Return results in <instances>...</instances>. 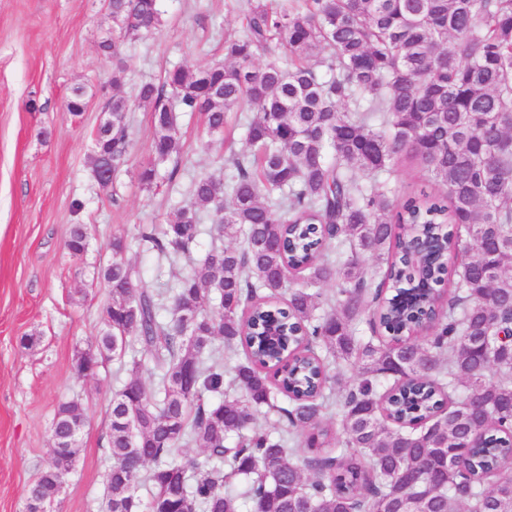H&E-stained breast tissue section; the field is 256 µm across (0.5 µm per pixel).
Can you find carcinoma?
Instances as JSON below:
<instances>
[{
	"mask_svg": "<svg viewBox=\"0 0 512 512\" xmlns=\"http://www.w3.org/2000/svg\"><path fill=\"white\" fill-rule=\"evenodd\" d=\"M109 9L110 120L93 173L115 179L126 165L134 103L154 119L138 172L148 188L160 166L170 182L179 170L177 113L202 116L210 136L240 105L253 116L251 152L229 159L228 178H193L166 223L136 229L143 250L189 261L173 272L172 317L138 288L123 237L99 270L111 299L75 373L138 344L158 376L148 388L133 356L112 395L107 508L239 512L230 488L242 483L251 512H512V0H250L240 32L224 35V63L175 65L133 100L118 91L124 46L159 30V0ZM277 49L288 64L255 66ZM86 106L74 89L68 114ZM402 152L424 186L396 207L387 183ZM203 209L240 245L199 249ZM66 246L83 255L87 228ZM370 258L384 265L377 282L363 273ZM333 279L336 293L311 291ZM364 318L381 334L356 335ZM218 339L242 353L238 396L224 395ZM349 361L358 382L339 400ZM270 412L275 435L257 425ZM85 423L79 401L58 405L52 442L71 447L51 451L28 501L53 509ZM190 442L206 463L182 456Z\"/></svg>",
	"mask_w": 512,
	"mask_h": 512,
	"instance_id": "carcinoma-1",
	"label": "carcinoma"
}]
</instances>
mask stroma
<instances>
[{"mask_svg":"<svg viewBox=\"0 0 512 512\" xmlns=\"http://www.w3.org/2000/svg\"><path fill=\"white\" fill-rule=\"evenodd\" d=\"M162 26L127 46L130 67L120 91L132 95L159 82L174 64L194 70L222 62L224 34L238 30L248 0H161ZM112 29L107 0H0V512H24L25 494L47 460L56 409L79 400L86 413L81 451L58 512H102L110 465L112 394L127 376L111 360L96 375L72 369L80 351L102 332L109 302L99 279L112 259V239L130 241L127 261L148 291H164L168 263L131 242L141 224H163L189 199L194 176L227 177L226 159L245 150L249 112L229 113L224 134L208 136L199 116L178 118L181 163L175 181L143 187L137 173L152 159L151 112L128 114L132 147L113 187L92 171L103 88L112 62L99 45ZM83 87L88 105L69 117L65 104ZM86 225L89 246L79 257L65 246L74 225ZM34 337L23 345V337Z\"/></svg>","mask_w":512,"mask_h":512,"instance_id":"obj_1","label":"stroma"}]
</instances>
